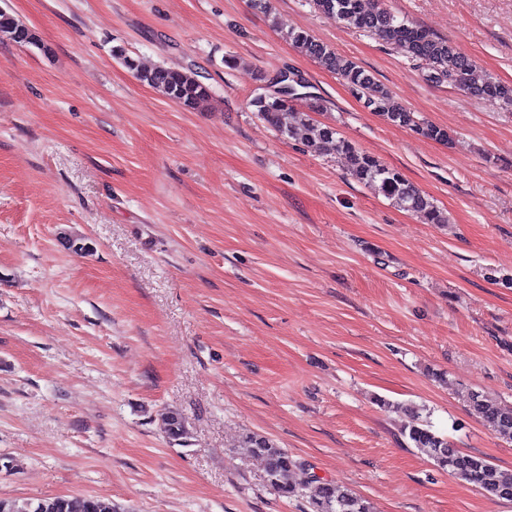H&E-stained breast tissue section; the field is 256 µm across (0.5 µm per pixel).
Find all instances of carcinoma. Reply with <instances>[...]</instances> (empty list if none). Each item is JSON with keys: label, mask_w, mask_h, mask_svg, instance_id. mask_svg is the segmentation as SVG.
Masks as SVG:
<instances>
[{"label": "carcinoma", "mask_w": 512, "mask_h": 512, "mask_svg": "<svg viewBox=\"0 0 512 512\" xmlns=\"http://www.w3.org/2000/svg\"><path fill=\"white\" fill-rule=\"evenodd\" d=\"M315 10L362 33L374 35L414 61L428 65L426 79L435 84L446 83L477 99L512 108V86L494 81L477 82L472 78L471 59L449 40L440 38L382 6L381 0H310ZM0 36L15 42H36L35 35L8 11L0 10ZM288 39L306 55L316 59L327 70L338 75L365 108L379 114L387 122L406 127L416 134L438 142L449 139L448 130L420 119L397 104L392 93L376 77L355 61L342 56L328 45L317 41L306 31H289ZM116 58L137 79L159 91L187 110L205 112L213 99L212 89L197 71L174 69L164 65L146 66L139 58L119 47ZM307 84L289 82L281 92H264L250 100L256 116L282 137L293 138L305 132L306 141L327 155L340 156L347 174L357 183L374 189L399 208L415 214L425 224H446L448 217L433 200L407 182L401 173L361 151L342 137L336 128L320 122L315 114L323 110V99L313 96L300 103L298 94ZM393 409L406 417L404 435L410 447L426 455L442 471L492 497L512 501V470L502 469L488 459L464 452L445 436L436 433L416 406L395 405ZM470 414L496 435L512 437V406L482 393L469 398ZM162 433L171 441L187 435L185 417L169 409L160 414ZM240 442L250 454L263 463L264 482L286 498H301L309 512H372L370 503L342 486L316 475L309 482L292 481L294 470L305 467L274 440L255 433L240 435ZM0 512H116L112 502L93 496H63L29 501L0 500Z\"/></svg>", "instance_id": "obj_1"}]
</instances>
